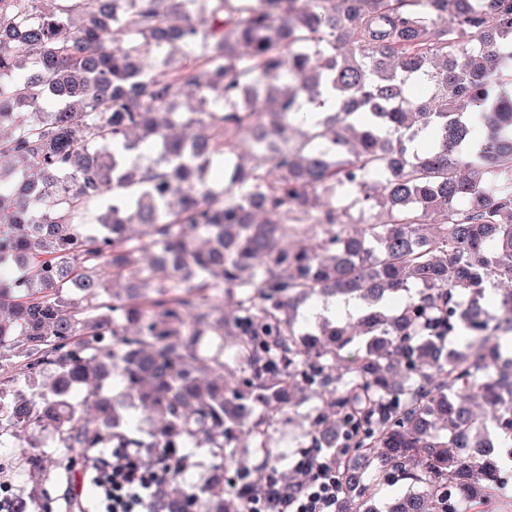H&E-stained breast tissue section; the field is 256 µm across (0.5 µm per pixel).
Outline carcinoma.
Segmentation results:
<instances>
[{
    "mask_svg": "<svg viewBox=\"0 0 512 512\" xmlns=\"http://www.w3.org/2000/svg\"><path fill=\"white\" fill-rule=\"evenodd\" d=\"M40 2L0 0V438L52 437L45 481L207 446L160 512H244L252 417L313 400L337 512H482L512 467V0Z\"/></svg>",
    "mask_w": 512,
    "mask_h": 512,
    "instance_id": "cac0c4a2",
    "label": "carcinoma"
}]
</instances>
